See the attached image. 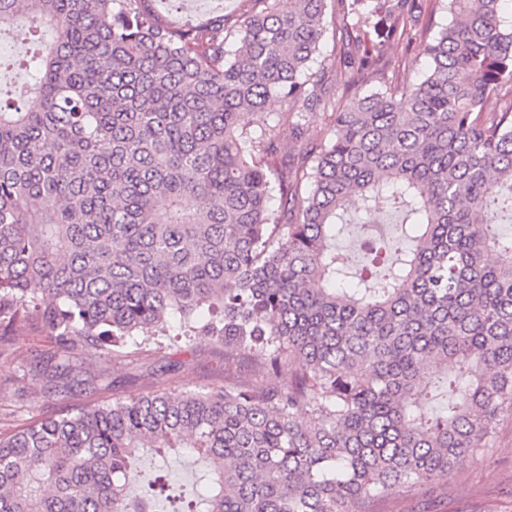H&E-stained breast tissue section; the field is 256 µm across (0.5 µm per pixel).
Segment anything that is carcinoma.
<instances>
[{"instance_id":"1","label":"carcinoma","mask_w":512,"mask_h":512,"mask_svg":"<svg viewBox=\"0 0 512 512\" xmlns=\"http://www.w3.org/2000/svg\"><path fill=\"white\" fill-rule=\"evenodd\" d=\"M149 2L0 0L33 46L30 85L0 88V346L40 321L51 382L174 318L266 381L37 419L0 438V512H146L136 461L185 448L210 479L170 512H372L447 481L512 418L505 0H441L435 33L420 0H347L329 69L327 0L198 25ZM417 39L415 74L384 52ZM383 208L404 228L349 281L336 237Z\"/></svg>"}]
</instances>
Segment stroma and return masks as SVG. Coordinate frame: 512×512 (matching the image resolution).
I'll use <instances>...</instances> for the list:
<instances>
[{"label":"stroma","instance_id":"obj_1","mask_svg":"<svg viewBox=\"0 0 512 512\" xmlns=\"http://www.w3.org/2000/svg\"><path fill=\"white\" fill-rule=\"evenodd\" d=\"M178 324L159 337L158 349L115 358L96 347L81 357L93 383L72 386L54 395L30 367L55 349L39 323L17 331L7 351H0V437L65 405H96L130 400L152 392L207 390L259 381L260 373L242 359H226L224 347L198 334L191 342L178 338ZM375 512H512V421H504L494 444L466 459L449 475L446 487L396 493L379 502Z\"/></svg>","mask_w":512,"mask_h":512}]
</instances>
